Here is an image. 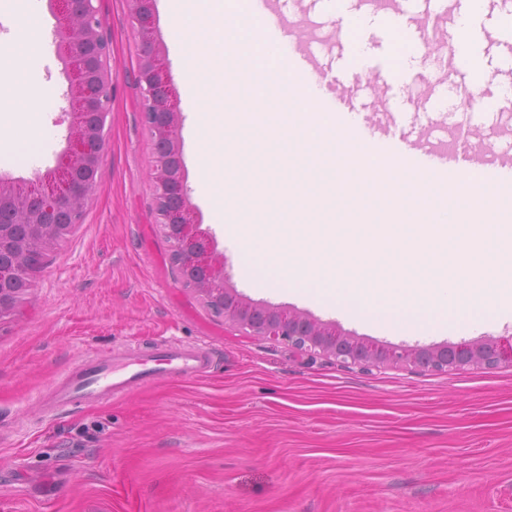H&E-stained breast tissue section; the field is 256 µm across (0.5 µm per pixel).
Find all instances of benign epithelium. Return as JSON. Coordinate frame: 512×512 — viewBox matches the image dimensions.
Instances as JSON below:
<instances>
[{
	"label": "benign epithelium",
	"instance_id": "1",
	"mask_svg": "<svg viewBox=\"0 0 512 512\" xmlns=\"http://www.w3.org/2000/svg\"><path fill=\"white\" fill-rule=\"evenodd\" d=\"M98 0H50L56 19L58 56L68 83L67 146L54 168L20 188L0 177V317L19 308L32 279L13 278L17 266L35 272L79 224L99 184L105 122L111 112L110 43L103 34ZM141 34L137 85L142 123L153 146L152 209L171 247L172 266L186 287L224 322L257 336L284 342L342 363L380 366L413 364L432 371L492 368L512 363V336L483 337L444 345L370 344L297 310L252 303L229 285L224 255L201 228L189 202L178 129L183 117L169 76L165 48L153 34V0H128Z\"/></svg>",
	"mask_w": 512,
	"mask_h": 512
}]
</instances>
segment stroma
<instances>
[{
  "label": "stroma",
  "instance_id": "obj_1",
  "mask_svg": "<svg viewBox=\"0 0 512 512\" xmlns=\"http://www.w3.org/2000/svg\"><path fill=\"white\" fill-rule=\"evenodd\" d=\"M304 30L326 94L352 99L373 122L416 113L422 127L469 123L470 148L489 159L512 142V0H479L472 16L480 75L450 68L443 50L414 52L402 81L383 29L363 36L368 73L348 79L347 33L313 0H285ZM43 23L36 70L21 88L48 90L38 111L0 108V123L41 136L0 176L31 181L66 145L67 89L48 0H0V44L30 12ZM114 90L99 186L83 224L36 274L24 304L0 317V512H512V364L436 372L364 367L310 355L215 318L170 264L151 210L153 155L134 82L141 37L126 0H101ZM479 83L492 118L432 108ZM190 201L216 236L244 297L293 308L376 343H458L512 335V315L489 312L411 334L353 318L300 291L246 275L237 245L213 224L195 177ZM167 336L201 343L217 360L205 377L162 381L112 402H41L76 361Z\"/></svg>",
  "mask_w": 512,
  "mask_h": 512
}]
</instances>
